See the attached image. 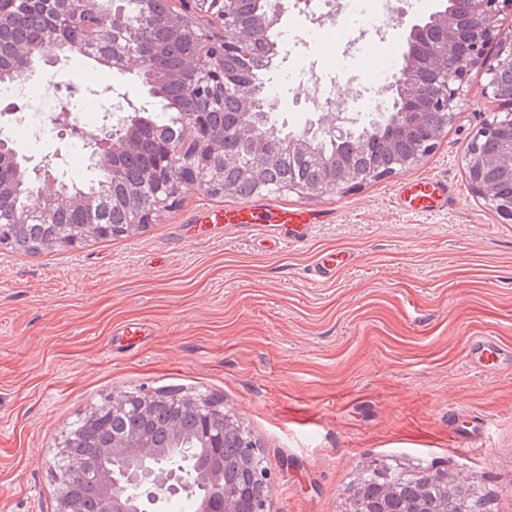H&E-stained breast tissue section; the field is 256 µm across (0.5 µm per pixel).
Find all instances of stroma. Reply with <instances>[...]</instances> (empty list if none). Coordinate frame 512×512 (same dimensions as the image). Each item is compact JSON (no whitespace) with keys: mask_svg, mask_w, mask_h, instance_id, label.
<instances>
[{"mask_svg":"<svg viewBox=\"0 0 512 512\" xmlns=\"http://www.w3.org/2000/svg\"><path fill=\"white\" fill-rule=\"evenodd\" d=\"M295 47L279 42L269 71L283 82L289 129L312 117L313 93L284 75ZM473 70L459 115L410 175L344 193L264 196L277 209L313 208L327 223L305 243L273 246L250 225H213L229 206L198 187L146 229L37 255L0 249V512H56L55 454L71 425L107 396L143 389L219 399L256 440L270 471V512H345L362 470L380 461L449 480H482L489 512H512V221L465 179L472 133L503 102ZM158 111L137 65L104 88ZM75 139L43 142L33 160L98 170ZM447 183L448 207L411 212L407 178ZM331 249L351 253L334 281L310 270ZM492 337L509 362H465L471 339ZM483 416V437L448 434L449 409Z\"/></svg>","mask_w":512,"mask_h":512,"instance_id":"obj_1","label":"stroma"}]
</instances>
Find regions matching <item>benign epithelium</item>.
<instances>
[{
    "label": "benign epithelium",
    "mask_w": 512,
    "mask_h": 512,
    "mask_svg": "<svg viewBox=\"0 0 512 512\" xmlns=\"http://www.w3.org/2000/svg\"><path fill=\"white\" fill-rule=\"evenodd\" d=\"M179 7L166 9L168 25L180 36L185 46V62L179 72L163 71L151 67L138 58L139 77L151 87V93L161 92V86L172 81H189L198 101L193 110L182 112L181 122L185 138L194 143L195 151L184 155L183 144H161L157 148L158 169L142 184L130 188L126 194V207L131 215L130 224L151 223L153 217L172 208L175 199L187 181L175 174L183 162H196L204 157L212 170L224 173V167L235 161V156L221 152L209 129L208 116L224 109V96L233 94L241 112L253 115L258 122L247 129L252 140L261 144L268 131L264 119L272 117L280 108V98L269 91L267 75L255 79L250 85L238 84L229 63L242 60L251 54L250 44L257 35L268 38L278 34L279 25L286 12L285 0H261L263 10L254 15L249 24L242 23L239 12L240 0H175ZM467 16L461 18L446 10L438 9L428 18L405 26L403 37L406 46L401 65L393 80L386 86L392 92V105L379 102L372 112L399 127L412 128L426 119H431L427 137L416 149L402 159L398 168L379 174L384 179L410 172L435 149L448 125L454 122L463 86L470 73L480 69L486 75L485 92L500 100L503 98L501 75H512V38H503L499 33V16L512 9V0H467ZM57 9L69 28L78 33L79 47L86 53L99 51L102 62L110 67L126 68L127 60L136 55L134 45L138 32H129L127 46L122 51L112 50V28L123 23L121 0H113L109 18L97 25L91 12L92 0H57ZM205 15L211 23L224 30V35L215 39L202 34L188 24L191 15ZM25 16L33 21L40 14L30 7V0H0V33ZM445 31V39L433 49V83L424 86L419 80L423 60L414 44L420 33L429 29ZM55 31L40 33L41 43L16 39L8 43L12 61V75L16 80H28L36 60L47 67L58 62L55 54L47 49L38 50L53 42ZM123 116H112V106L105 108L102 125L87 131L70 115L63 113L58 118L72 136L80 139L89 149L90 157L99 168H112L113 160L136 145V128L132 121L142 108L128 102L121 105ZM317 119L298 133L287 132L284 141L288 149L307 150L321 137L336 141L352 142L361 130V112H349L328 104L315 106ZM512 129V113L503 112L486 122L473 135L470 150L465 159V178L471 192L487 202L502 218L512 219V195H502L487 178L492 167L512 168V143L502 144L496 155L490 156L482 150V144L495 140L500 131ZM28 157L14 144L0 142V168L9 166L15 174L24 173L32 180L29 196L39 200L36 207H15L12 223L28 224L39 218L50 222L58 208H76L87 215L98 210L96 197L82 192L69 193L59 189L50 194L42 192L41 183L54 180L56 166L51 158L40 165L29 168ZM362 183L359 176L345 172L336 177L330 175L318 187L288 186V191L306 196L326 192H346ZM158 395L148 391L137 394L120 392L112 395V405L98 407L88 413L86 419L102 418L122 405H133L144 416V425L121 437H114L97 448L100 465L95 472L92 493L95 496L96 512H161L171 498L183 494L196 502L195 512H242L240 489L223 480L218 466L207 458L214 437L197 436L198 445L188 448L190 438L178 428L168 431L166 437H153L149 425V410ZM182 407L204 412L221 421L227 430L236 428L237 418L229 410L219 407L206 395H186L180 399ZM256 463L252 472V486L260 491L261 510L267 512L271 495L270 475L263 469L259 449L252 444L239 449ZM57 477L62 486L58 497L57 512H84V493L76 483L77 474L87 463L74 454V449L65 444L56 454Z\"/></svg>",
    "instance_id": "1"
}]
</instances>
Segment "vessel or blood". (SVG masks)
<instances>
[{"label": "vessel or blood", "instance_id": "vessel-or-blood-1", "mask_svg": "<svg viewBox=\"0 0 512 512\" xmlns=\"http://www.w3.org/2000/svg\"><path fill=\"white\" fill-rule=\"evenodd\" d=\"M409 198V206L418 212H431L447 206L450 201L446 183L433 179H413L403 188ZM220 223L228 225L254 224L269 227L273 232L275 244L284 247L304 242L318 218L308 212L283 211L264 204L245 205L225 210L219 217ZM352 257L344 251L324 254L312 267L311 273L316 280L330 281L337 272L350 264ZM470 365L480 369H493L505 359V351L500 343L492 338L473 339L467 350ZM486 422L483 418L470 414L463 415L461 410L448 413V428L459 440L470 441L482 436Z\"/></svg>", "mask_w": 512, "mask_h": 512}]
</instances>
